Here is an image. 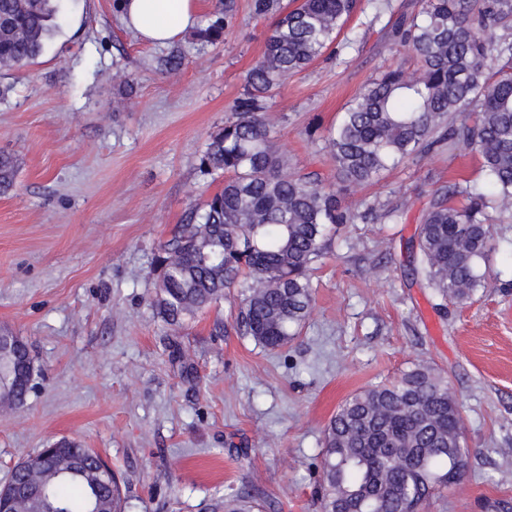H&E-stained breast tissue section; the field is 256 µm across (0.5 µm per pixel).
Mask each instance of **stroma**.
Listing matches in <instances>:
<instances>
[{
    "mask_svg": "<svg viewBox=\"0 0 512 512\" xmlns=\"http://www.w3.org/2000/svg\"><path fill=\"white\" fill-rule=\"evenodd\" d=\"M64 16L0 100V152L15 156L0 195V332L34 363L25 407L0 402V486L13 466L66 438L94 449L122 481L125 512H316L323 430L355 392L423 363L461 406L463 480L428 512H491L512 502V220L490 211L491 280L463 304L412 278L408 256L432 192L484 183L461 146L407 160L346 190L355 211L397 204L398 222L355 220L312 272L299 336L270 351L233 324L230 295L178 330L155 308L153 259L175 225L223 186L201 173L261 57L272 17L236 0L223 42L186 30L151 45L117 0H59ZM418 0H362L330 48L268 99L274 140L299 169L329 173L328 129L390 67L393 23ZM182 58L167 70L170 55ZM132 76L126 91L119 74Z\"/></svg>",
    "mask_w": 512,
    "mask_h": 512,
    "instance_id": "obj_1",
    "label": "stroma"
}]
</instances>
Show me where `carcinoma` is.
Listing matches in <instances>:
<instances>
[{"mask_svg":"<svg viewBox=\"0 0 512 512\" xmlns=\"http://www.w3.org/2000/svg\"><path fill=\"white\" fill-rule=\"evenodd\" d=\"M361 0H254L274 14L261 58L245 76L231 118L212 133L201 170L224 187L179 224L156 257L155 306L180 326L241 289L238 329L269 350L299 334L313 299L312 265L340 228L362 220L398 219L396 206L356 213L321 174H301L271 136L266 99L289 76L317 60ZM235 0H217L198 28L205 43L234 27ZM59 27L54 0H0V69L23 71ZM500 30L486 39L482 32ZM396 50L413 56L414 72L389 68L365 87L327 135L336 177L345 187L376 181L389 165L446 146L475 149L484 188H438L417 233L423 274L445 301L462 302L485 287L496 244L484 211L512 219V0H420L392 27ZM16 161L0 154V193L14 182ZM27 361L0 358V400L20 408L32 389ZM460 406L448 383L416 365L390 383L346 398L323 434L319 512H351L374 500L376 512H425L458 484L469 449L460 445ZM405 458V465L392 457ZM59 475L20 462L9 482L40 481L44 499L0 500V512H124L120 480L91 448L62 442L39 452ZM248 495L224 501V512H253Z\"/></svg>","mask_w":512,"mask_h":512,"instance_id":"obj_1","label":"carcinoma"}]
</instances>
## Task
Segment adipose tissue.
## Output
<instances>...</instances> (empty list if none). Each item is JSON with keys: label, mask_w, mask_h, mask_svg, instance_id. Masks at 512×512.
<instances>
[{"label": "adipose tissue", "mask_w": 512, "mask_h": 512, "mask_svg": "<svg viewBox=\"0 0 512 512\" xmlns=\"http://www.w3.org/2000/svg\"><path fill=\"white\" fill-rule=\"evenodd\" d=\"M197 0H119L123 24L142 40L166 45L197 19Z\"/></svg>", "instance_id": "obj_1"}]
</instances>
